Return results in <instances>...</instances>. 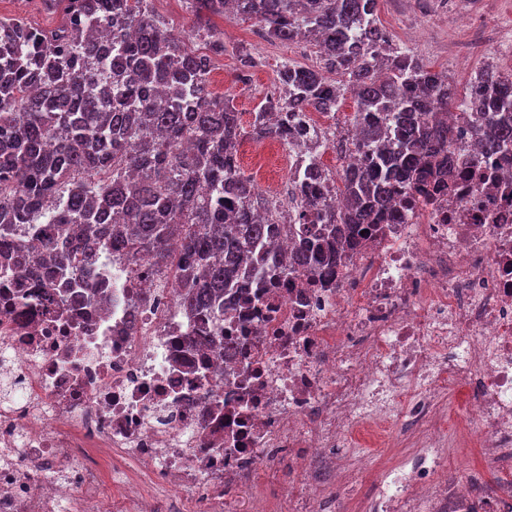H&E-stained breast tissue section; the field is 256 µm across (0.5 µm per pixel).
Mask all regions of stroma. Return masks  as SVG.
I'll return each instance as SVG.
<instances>
[{"mask_svg": "<svg viewBox=\"0 0 512 512\" xmlns=\"http://www.w3.org/2000/svg\"><path fill=\"white\" fill-rule=\"evenodd\" d=\"M377 13L382 28L396 44L414 51L430 70L448 73L458 91H465L468 83L486 65L499 70L512 67V0H378ZM482 16L491 26V51L476 58L468 69L457 64L458 51L473 37L468 23L470 15ZM213 24L224 33V54L213 57V69L224 72V93L231 99L242 124H250L252 114L268 93L269 84L277 80L281 63L290 61L313 68L319 58L313 45H304L302 52L288 49L280 42H265L261 46V64L253 70L249 80L251 96H241L234 79L236 52L244 45L240 35L251 29L252 21L237 18L213 17ZM364 444L355 453L362 459L361 473L356 482L339 483L327 479L326 494L336 512H362L365 498L370 494L377 470L398 457L395 438L378 441L372 434H364ZM303 481L301 473L292 465L287 452L278 455L274 469L258 470L252 482L234 491L232 512H245L253 495H261L278 512H294L295 500L287 489L296 488Z\"/></svg>", "mask_w": 512, "mask_h": 512, "instance_id": "obj_1", "label": "stroma"}]
</instances>
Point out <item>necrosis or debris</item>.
<instances>
[{
  "label": "necrosis or debris",
  "mask_w": 512,
  "mask_h": 512,
  "mask_svg": "<svg viewBox=\"0 0 512 512\" xmlns=\"http://www.w3.org/2000/svg\"><path fill=\"white\" fill-rule=\"evenodd\" d=\"M448 122L450 191L412 190L316 273L285 272L294 238L280 234V255L225 290L220 321L184 313L177 279L145 258L98 251L91 303L75 300L80 277L16 278L0 258V512H112L106 477L138 488L137 512L159 486L224 512L278 448L305 476L300 512H318L317 465L353 482L346 448L393 427L408 446L378 472L366 512H512V478L476 504L461 491L481 472L435 484L460 438L445 427L457 383L470 391L465 431L512 474V146L483 150L471 123ZM308 142L255 157L252 179L281 214L324 167ZM272 159L275 187L262 181Z\"/></svg>",
  "instance_id": "1"
}]
</instances>
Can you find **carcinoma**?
I'll return each mask as SVG.
<instances>
[{
  "label": "carcinoma",
  "mask_w": 512,
  "mask_h": 512,
  "mask_svg": "<svg viewBox=\"0 0 512 512\" xmlns=\"http://www.w3.org/2000/svg\"><path fill=\"white\" fill-rule=\"evenodd\" d=\"M41 2L62 9L57 27L0 18V254L22 251L15 228L28 225L43 248L31 263L48 258L53 273L82 277L86 302L97 297L86 257L95 244L173 269L190 314L224 307V287L279 234L275 204L239 169V142H296L306 133L296 114L336 111L348 92L364 163L336 186L343 212H323L315 181L296 189L291 221L303 232L290 271L341 259L414 181L445 168L448 110L475 123L485 149L512 144V120L498 116L512 113V77L488 66L458 94L448 74L380 28L377 0H188L195 21L184 33L152 0ZM228 11L273 41L309 40L319 53L316 68L282 65L284 93L266 96L247 129L230 99L210 91L211 56L225 50L211 17ZM98 25L111 43L95 38ZM236 56L245 81L256 61Z\"/></svg>",
  "instance_id": "obj_1"
}]
</instances>
